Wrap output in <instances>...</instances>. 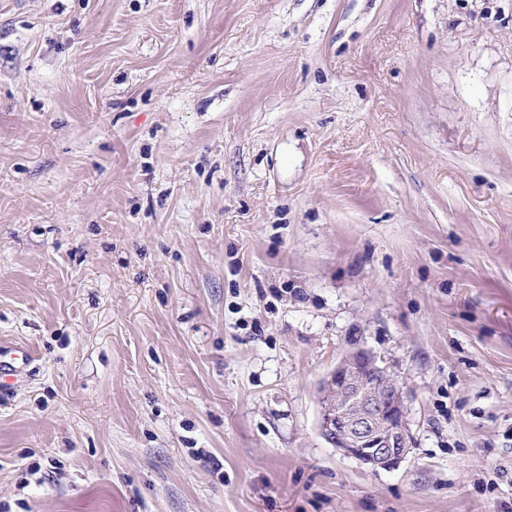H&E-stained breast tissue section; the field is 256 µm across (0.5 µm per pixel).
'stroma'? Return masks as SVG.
<instances>
[{
	"instance_id": "obj_1",
	"label": "stroma",
	"mask_w": 512,
	"mask_h": 512,
	"mask_svg": "<svg viewBox=\"0 0 512 512\" xmlns=\"http://www.w3.org/2000/svg\"><path fill=\"white\" fill-rule=\"evenodd\" d=\"M5 344L0 512H512V0H0ZM2 357H4V352L0 351V389L3 390L7 386V380L16 369L15 364L27 365L30 363L32 355L29 350L18 348L10 356V361H5ZM370 375L384 388L370 384ZM318 430L344 455L372 468L391 469L410 450L405 394L387 368L369 352L346 355L320 388Z\"/></svg>"
}]
</instances>
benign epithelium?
Listing matches in <instances>:
<instances>
[{"label": "benign epithelium", "instance_id": "7a95c632", "mask_svg": "<svg viewBox=\"0 0 512 512\" xmlns=\"http://www.w3.org/2000/svg\"><path fill=\"white\" fill-rule=\"evenodd\" d=\"M318 430L343 454L391 469L409 452L405 394L369 352L346 355L320 388Z\"/></svg>", "mask_w": 512, "mask_h": 512}]
</instances>
